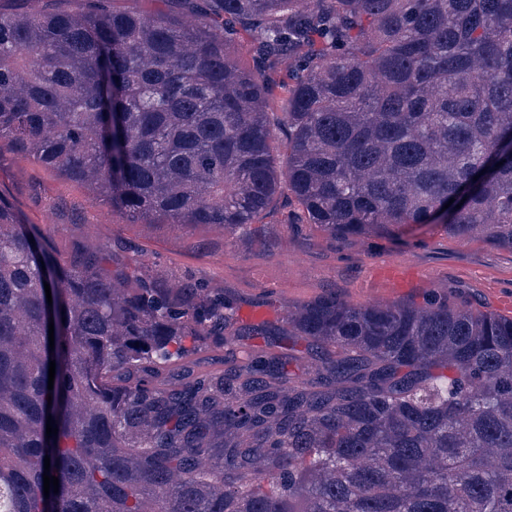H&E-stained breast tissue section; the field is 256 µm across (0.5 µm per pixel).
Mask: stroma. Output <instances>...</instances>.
Returning <instances> with one entry per match:
<instances>
[{"instance_id": "stroma-1", "label": "stroma", "mask_w": 512, "mask_h": 512, "mask_svg": "<svg viewBox=\"0 0 512 512\" xmlns=\"http://www.w3.org/2000/svg\"><path fill=\"white\" fill-rule=\"evenodd\" d=\"M0 195L48 238L61 260L84 247L116 264L142 266L168 282L223 289L242 324L276 323L301 303L333 293L357 305L419 303L434 292L454 304L512 317V250L453 239L437 224H406L392 236L334 237L295 224L281 190L257 223L220 226L129 224L86 187L29 157L0 150ZM409 270L406 288L382 277Z\"/></svg>"}]
</instances>
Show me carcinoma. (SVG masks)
Segmentation results:
<instances>
[{
	"label": "carcinoma",
	"mask_w": 512,
	"mask_h": 512,
	"mask_svg": "<svg viewBox=\"0 0 512 512\" xmlns=\"http://www.w3.org/2000/svg\"><path fill=\"white\" fill-rule=\"evenodd\" d=\"M117 2L0 5V147L131 224L235 230L285 182L332 236L512 249V0ZM0 512H512V318L323 296L243 327L222 288L61 261L0 196ZM304 348L305 342L300 341L299 346H296L292 351H289V353L292 354L293 359L286 367L289 374L295 380L302 382L309 380L313 376L311 373V367L304 358Z\"/></svg>",
	"instance_id": "carcinoma-1"
}]
</instances>
